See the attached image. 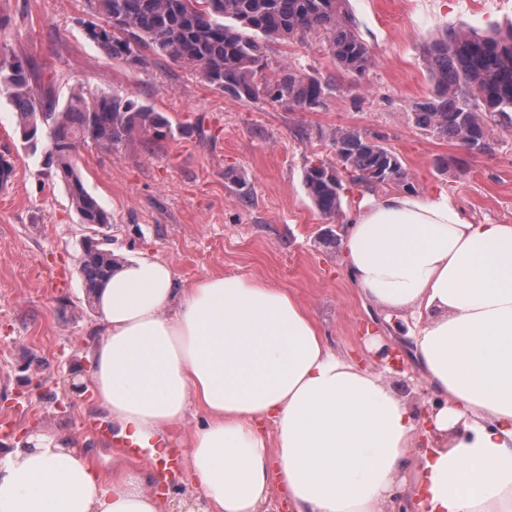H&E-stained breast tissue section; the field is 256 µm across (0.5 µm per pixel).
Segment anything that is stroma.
Instances as JSON below:
<instances>
[{
	"mask_svg": "<svg viewBox=\"0 0 512 512\" xmlns=\"http://www.w3.org/2000/svg\"><path fill=\"white\" fill-rule=\"evenodd\" d=\"M349 10L375 65L361 78H341V91L313 111L234 98L168 61L134 67L111 59L85 36L84 0H0V48L32 59L59 103L87 85L132 94L173 126L188 127L112 153L80 147L78 168L110 217L117 257L160 258L187 283L223 273L288 289L333 350L356 359L371 354V340L387 342L413 319L379 314L362 295L340 240L329 238L306 193L304 170L316 160L335 163L330 134L352 128L399 155L416 197L445 191L473 223L512 224V131L491 127V151L470 156L411 119L413 103L431 88L424 47L450 27L506 29L512 0H349ZM269 58L316 76L336 73L315 39L272 44ZM0 156L13 166L0 195V422L10 425L0 434V457L31 430L77 432L104 475L139 472L144 490L157 493L147 461L81 427L104 416L91 392L69 388L88 377L102 335L79 272L89 230L64 184L48 176L42 152L20 140L14 108L2 97ZM60 401L67 412L57 410ZM193 428L186 423L168 442L178 461L168 498L192 494L185 443Z\"/></svg>",
	"mask_w": 512,
	"mask_h": 512,
	"instance_id": "obj_1",
	"label": "stroma"
}]
</instances>
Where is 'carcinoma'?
<instances>
[{
    "label": "carcinoma",
    "instance_id": "1",
    "mask_svg": "<svg viewBox=\"0 0 512 512\" xmlns=\"http://www.w3.org/2000/svg\"><path fill=\"white\" fill-rule=\"evenodd\" d=\"M349 0H86V11L110 31L87 38L113 59L137 66L150 50L165 61L198 71L212 86L247 101L287 103L301 110L319 108L334 81L283 63L268 64L271 42L323 39L338 74L360 77L375 65L356 31ZM432 87L414 104V125L466 146L485 138L495 124L507 131L512 121V27L492 35L449 28L423 50ZM16 114V131L33 148H51L50 169L66 187L71 206L85 224H108L110 217L83 183L74 154L83 145L106 152L138 136L146 142L175 137L168 116L128 94H107L82 86L61 108L52 90L39 85L26 56L0 53V96ZM332 145L343 169L360 192L390 183L405 184L399 158L355 129H338ZM304 186L320 214L334 220L349 189L326 163L307 166ZM113 253L87 248L79 265L87 298L93 300L112 276Z\"/></svg>",
    "mask_w": 512,
    "mask_h": 512
}]
</instances>
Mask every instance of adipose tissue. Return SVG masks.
I'll list each match as a JSON object with an SVG mask.
<instances>
[{"label": "adipose tissue", "instance_id": "ef3b65f1", "mask_svg": "<svg viewBox=\"0 0 512 512\" xmlns=\"http://www.w3.org/2000/svg\"><path fill=\"white\" fill-rule=\"evenodd\" d=\"M342 252L365 297L414 316L442 401L427 450L417 408L334 352L288 289L224 274L183 285L145 255L120 260L95 298L96 404L147 440L201 414L191 512H266L277 491L289 512H394L409 468L419 512H512V224L472 223L445 194L391 193L352 213ZM0 512L164 506L139 474L101 475L77 435L37 433L0 459Z\"/></svg>", "mask_w": 512, "mask_h": 512}]
</instances>
